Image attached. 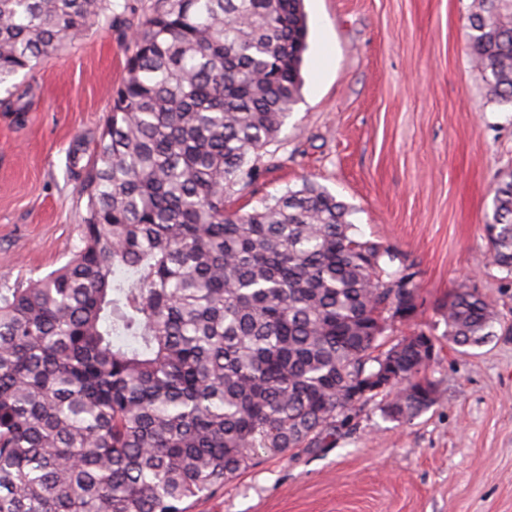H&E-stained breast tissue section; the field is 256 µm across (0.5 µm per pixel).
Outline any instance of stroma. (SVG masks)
I'll return each mask as SVG.
<instances>
[{
    "instance_id": "obj_1",
    "label": "stroma",
    "mask_w": 512,
    "mask_h": 512,
    "mask_svg": "<svg viewBox=\"0 0 512 512\" xmlns=\"http://www.w3.org/2000/svg\"><path fill=\"white\" fill-rule=\"evenodd\" d=\"M101 25L0 91V288L65 264L80 244L87 164L156 0H115ZM472 0H305L302 98L230 198L251 210L312 182L347 203L361 233L418 273L419 308L397 339H436L437 401L410 422L362 406L318 448L262 456L188 512H512V276L488 263L483 231L499 173L512 170V106L470 60ZM476 288L502 325L458 350L442 307Z\"/></svg>"
}]
</instances>
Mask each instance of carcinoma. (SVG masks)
<instances>
[{"label":"carcinoma","instance_id":"obj_1","mask_svg":"<svg viewBox=\"0 0 512 512\" xmlns=\"http://www.w3.org/2000/svg\"><path fill=\"white\" fill-rule=\"evenodd\" d=\"M112 10L0 0V86ZM467 20L471 61L512 104V0H474ZM132 42L79 177L82 246L0 288V512H188L379 396L398 392L381 407L394 421L436 402L434 338L384 342L416 316V272L345 202L305 183L227 208L302 98L303 0H157ZM484 232L512 276V173ZM444 319L458 347L501 323L465 284Z\"/></svg>","mask_w":512,"mask_h":512}]
</instances>
